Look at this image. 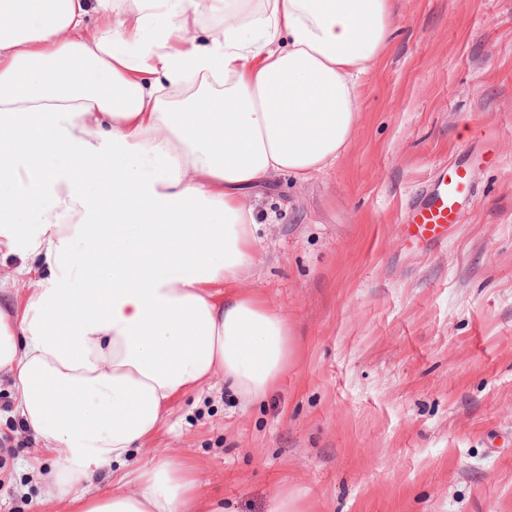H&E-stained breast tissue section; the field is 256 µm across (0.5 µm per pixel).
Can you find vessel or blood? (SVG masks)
<instances>
[{
    "label": "vessel or blood",
    "mask_w": 512,
    "mask_h": 512,
    "mask_svg": "<svg viewBox=\"0 0 512 512\" xmlns=\"http://www.w3.org/2000/svg\"><path fill=\"white\" fill-rule=\"evenodd\" d=\"M473 194L467 160L441 168L412 207L415 236L432 243L446 240L449 225L463 221Z\"/></svg>",
    "instance_id": "b4317fda"
}]
</instances>
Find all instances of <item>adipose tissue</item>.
<instances>
[{
    "mask_svg": "<svg viewBox=\"0 0 512 512\" xmlns=\"http://www.w3.org/2000/svg\"><path fill=\"white\" fill-rule=\"evenodd\" d=\"M250 2L224 0L201 43L215 0H0V253L20 260L0 279V374L56 459L46 500L75 512H224L178 456L129 457L178 397L220 377L251 402L288 367L287 318L240 286L246 199L346 150L395 18L392 0ZM196 79L223 94L201 105ZM100 171L88 192L78 173Z\"/></svg>",
    "mask_w": 512,
    "mask_h": 512,
    "instance_id": "obj_1",
    "label": "adipose tissue"
}]
</instances>
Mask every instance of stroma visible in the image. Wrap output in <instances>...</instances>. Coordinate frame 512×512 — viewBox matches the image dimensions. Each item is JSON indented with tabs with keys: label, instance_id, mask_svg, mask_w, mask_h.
<instances>
[{
	"label": "stroma",
	"instance_id": "1",
	"mask_svg": "<svg viewBox=\"0 0 512 512\" xmlns=\"http://www.w3.org/2000/svg\"><path fill=\"white\" fill-rule=\"evenodd\" d=\"M395 34L361 79L336 163L250 200L257 263L241 285L283 313L287 370L248 403L223 380L179 397L152 450L187 461L224 512H512V0H394ZM475 197L428 247L417 195L465 151ZM0 384V512L41 502L55 460Z\"/></svg>",
	"mask_w": 512,
	"mask_h": 512
}]
</instances>
